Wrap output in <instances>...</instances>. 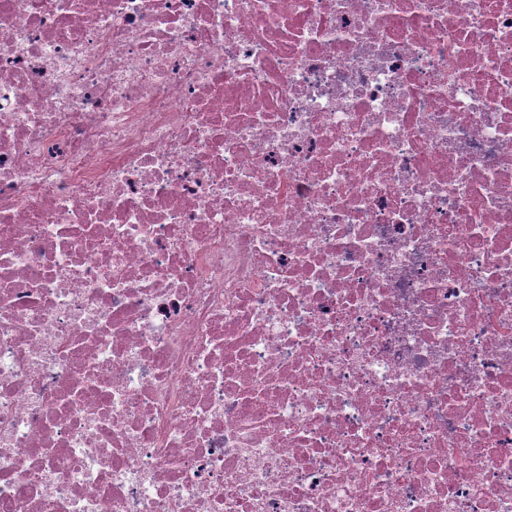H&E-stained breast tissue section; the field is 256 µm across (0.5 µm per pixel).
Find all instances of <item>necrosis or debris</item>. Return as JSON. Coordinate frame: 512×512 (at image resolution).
Listing matches in <instances>:
<instances>
[{
	"instance_id": "4bbe7bcc",
	"label": "necrosis or debris",
	"mask_w": 512,
	"mask_h": 512,
	"mask_svg": "<svg viewBox=\"0 0 512 512\" xmlns=\"http://www.w3.org/2000/svg\"><path fill=\"white\" fill-rule=\"evenodd\" d=\"M0 512H512V0H0Z\"/></svg>"
}]
</instances>
